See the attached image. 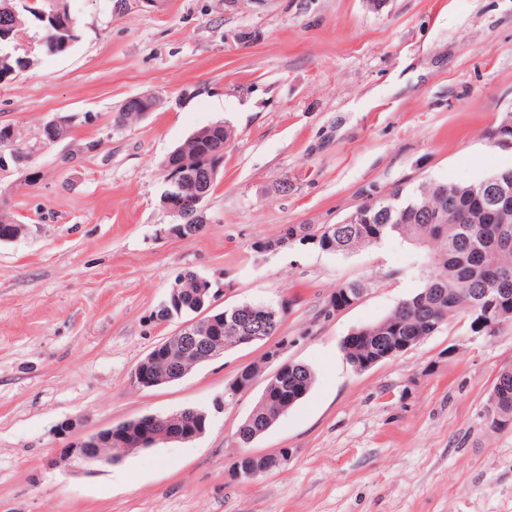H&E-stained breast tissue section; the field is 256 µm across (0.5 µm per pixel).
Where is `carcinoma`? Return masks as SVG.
I'll return each instance as SVG.
<instances>
[{
	"label": "carcinoma",
	"mask_w": 512,
	"mask_h": 512,
	"mask_svg": "<svg viewBox=\"0 0 512 512\" xmlns=\"http://www.w3.org/2000/svg\"><path fill=\"white\" fill-rule=\"evenodd\" d=\"M44 9L48 15L37 14ZM35 25L44 32V48L51 53L66 51L79 38L74 13L51 14L45 0H36L30 9L17 7V0H0V39ZM71 133L68 117L60 118L54 130L42 131L51 144ZM487 185L506 189L507 198L488 205L481 190ZM361 224H325L309 238L334 254H351L388 238H400L426 247L424 261L429 276L423 288L403 299L382 321L353 330L364 336L365 346L348 349L342 342L346 360L355 364L379 356L394 347L401 336H430L454 316L473 319L474 310L485 300L501 299L497 322L512 325V168L500 169L469 185L424 181L411 190L398 186L385 197L359 206ZM200 276L187 271L179 275L180 297L166 299L156 316L181 318L199 309L195 285ZM210 340L215 348L235 346L234 308L212 313ZM314 382L312 370L303 364H288V373L272 382L262 393L259 405L240 426L237 443L245 448L271 428L283 405L300 401ZM487 402V411L501 421L512 418V368L499 372ZM208 417L192 410L182 425L188 434L206 429Z\"/></svg>",
	"instance_id": "1"
}]
</instances>
